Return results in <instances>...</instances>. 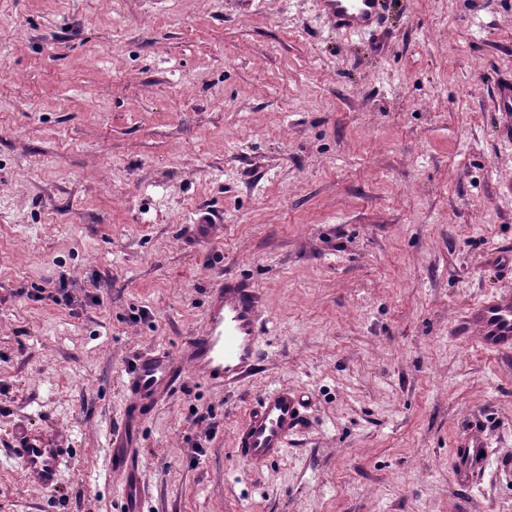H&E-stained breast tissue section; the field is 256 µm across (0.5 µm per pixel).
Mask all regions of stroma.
Returning a JSON list of instances; mask_svg holds the SVG:
<instances>
[{"mask_svg":"<svg viewBox=\"0 0 512 512\" xmlns=\"http://www.w3.org/2000/svg\"><path fill=\"white\" fill-rule=\"evenodd\" d=\"M384 5L354 37L319 0H0V512H118L128 368L227 275L261 294L263 361L142 423L150 512H512V356L452 334L512 291L486 261L512 249V0ZM61 278L73 306L39 295ZM281 384L304 425L243 467L235 431ZM24 426L66 441L53 487L8 453ZM469 435L456 445L454 455L458 475L470 484L477 479L489 462L487 439L479 433V424L474 421Z\"/></svg>","mask_w":512,"mask_h":512,"instance_id":"35a3bbf8","label":"stroma"}]
</instances>
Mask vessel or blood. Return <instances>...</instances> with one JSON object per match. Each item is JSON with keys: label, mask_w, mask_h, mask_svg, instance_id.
Listing matches in <instances>:
<instances>
[{"label": "vessel or blood", "mask_w": 512, "mask_h": 512, "mask_svg": "<svg viewBox=\"0 0 512 512\" xmlns=\"http://www.w3.org/2000/svg\"><path fill=\"white\" fill-rule=\"evenodd\" d=\"M320 4L330 25L352 34L372 32L382 23L381 0H320ZM262 331L256 289L240 279H225L210 295L199 332L185 337L177 351L154 350L134 361L126 386L129 421L144 419L153 405L174 393L186 377L222 389L253 376L261 363ZM452 333L461 339L477 338L490 352L511 354L512 294L495 292L473 304ZM302 409L300 396L288 386L261 393L236 430L233 452L237 460L256 466L280 458L290 437L303 425ZM67 454L54 433L25 427L16 431L10 450L27 478L43 487L53 486ZM454 455L458 474L465 480L477 479L485 471L488 442L478 425H471ZM110 465L121 478L123 512H146L147 496L133 431L113 438Z\"/></svg>", "instance_id": "1"}]
</instances>
